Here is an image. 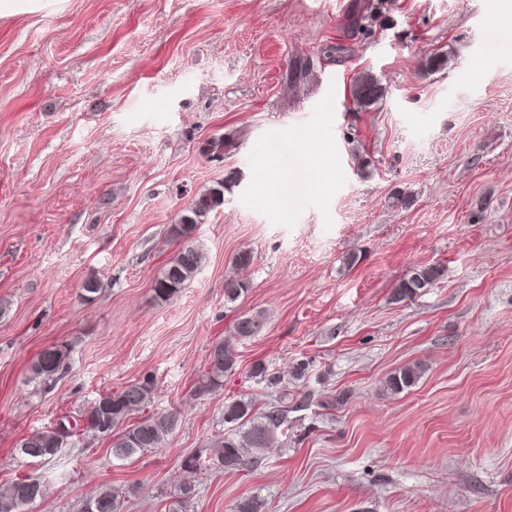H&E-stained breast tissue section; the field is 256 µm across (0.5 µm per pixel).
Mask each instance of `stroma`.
<instances>
[{
    "instance_id": "stroma-1",
    "label": "stroma",
    "mask_w": 512,
    "mask_h": 512,
    "mask_svg": "<svg viewBox=\"0 0 512 512\" xmlns=\"http://www.w3.org/2000/svg\"><path fill=\"white\" fill-rule=\"evenodd\" d=\"M363 3L18 0L0 15V486L43 483L29 512H81L102 487L124 492L121 512H512V0H383L365 28ZM367 73L384 96L363 107ZM299 134L327 153L324 189L306 187ZM269 159L288 205L262 192ZM219 184L204 266L159 299L172 224ZM425 265L443 278L394 301ZM237 275L248 291L230 302ZM256 311L234 375L195 395L211 346ZM51 345L68 366L41 388L28 366ZM258 360L278 385L250 378ZM413 363L419 382L386 392ZM147 375L146 414L179 413L164 447L117 460L76 434L51 459L18 454ZM246 393L287 395L280 447L184 475ZM352 95L358 104H372L382 97V87L373 75L364 74L353 85Z\"/></svg>"
}]
</instances>
